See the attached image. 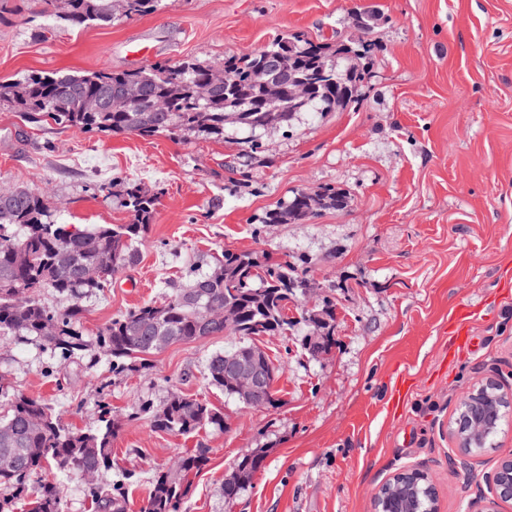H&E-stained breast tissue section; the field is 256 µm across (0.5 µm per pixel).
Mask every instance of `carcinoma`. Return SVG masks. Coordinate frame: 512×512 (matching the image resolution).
Wrapping results in <instances>:
<instances>
[{"label":"carcinoma","mask_w":512,"mask_h":512,"mask_svg":"<svg viewBox=\"0 0 512 512\" xmlns=\"http://www.w3.org/2000/svg\"><path fill=\"white\" fill-rule=\"evenodd\" d=\"M124 11L116 15L111 0H36L68 29H81L118 17L132 19L155 12L160 0H123ZM364 38L336 44L315 42L301 33L274 39L253 54L224 60L227 75L223 85L208 98L198 94L199 86L215 70L208 61L184 58L155 62L137 69H101L83 73L31 74L0 81V105L34 120L47 116L56 124L109 135L166 134L175 139L192 135L222 139L230 127L265 129L282 126L293 117L288 98V75L269 72L272 54L295 56V76L310 85L302 112L343 110L358 97L365 69L357 68L372 46L375 26L364 14L355 15ZM85 97L99 101L96 112H84L79 103ZM163 101L166 111H154ZM121 206L130 213L127 224H96L73 232L52 218L43 196L20 186L0 196V335L32 336L65 354L84 350L85 344L72 328L82 313L78 303L64 310L45 306L40 293L51 289L76 298L107 287L120 270L136 261L130 242L151 223L156 198L127 182L119 194ZM344 194L331 187L315 192L299 191L281 201L261 217L263 224H297L336 209ZM64 250L66 265L55 259ZM307 282L288 262L271 263L251 252L226 251L216 259L212 272L197 277L186 288H175L161 303L150 302L112 319L99 334V347L112 358V369L145 364L147 357L176 342H193L209 336H265L288 329V303L303 293ZM233 311L232 325L204 321L211 306ZM57 325L54 336L42 335L47 321ZM245 341L214 355L207 365L212 385H224V358L238 350L251 349ZM493 428L480 434L461 435L470 455H482L494 448L495 437L509 424V405L492 400ZM156 428L187 435L208 426L224 427V415L192 395H174L153 415ZM115 423L106 422L95 432L62 424L40 401L15 395L0 412V458L18 461L14 470L0 469V485L10 493L0 500V512H13L23 502L25 512H64L61 487L51 481L28 495V480L53 460L75 473L97 474L112 467V437ZM208 462L207 449L185 453L174 468L157 470L150 478V491L140 512H180L188 496L190 476ZM263 465V456L246 455L235 464L230 481L224 483V498L236 500ZM90 494L96 508L104 512H126L125 496L115 488L93 486ZM390 498L406 499L412 512H433L437 498L425 480L410 486L392 480Z\"/></svg>","instance_id":"obj_1"}]
</instances>
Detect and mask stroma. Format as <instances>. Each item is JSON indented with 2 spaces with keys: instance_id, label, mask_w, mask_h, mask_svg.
I'll use <instances>...</instances> for the list:
<instances>
[{
  "instance_id": "35a3bbf8",
  "label": "stroma",
  "mask_w": 512,
  "mask_h": 512,
  "mask_svg": "<svg viewBox=\"0 0 512 512\" xmlns=\"http://www.w3.org/2000/svg\"><path fill=\"white\" fill-rule=\"evenodd\" d=\"M376 12L369 68L356 103L301 112L288 126L238 128L220 140L107 136L24 121L0 107V191L35 186L60 224H126L112 181L136 182L157 205L138 260L82 299L75 329L85 351L66 357L30 336H0V384L52 407L65 425L118 423L112 467L138 512L156 469L204 448L181 512H372L379 483L429 465L440 512H474L476 494L512 454V427L469 473L449 425L483 376L512 385V0H162L152 14L62 27L32 0H0V77L128 69L135 38L154 61L216 64L280 35L358 39L355 15ZM348 206L299 224L260 216L294 192L324 187ZM254 252L298 266L308 287L288 305V331L255 337L276 369L275 406L253 408L205 375L232 336L169 345L146 367L118 372L97 347L112 318L188 285L222 252ZM335 305L331 345L309 354L306 322ZM469 342L455 343L457 308ZM410 380L401 403L398 377ZM203 399L223 428L157 429L143 404L174 394ZM264 458L234 507L222 487L238 458ZM60 484L65 512H96L88 484L48 466L33 484Z\"/></svg>"
}]
</instances>
